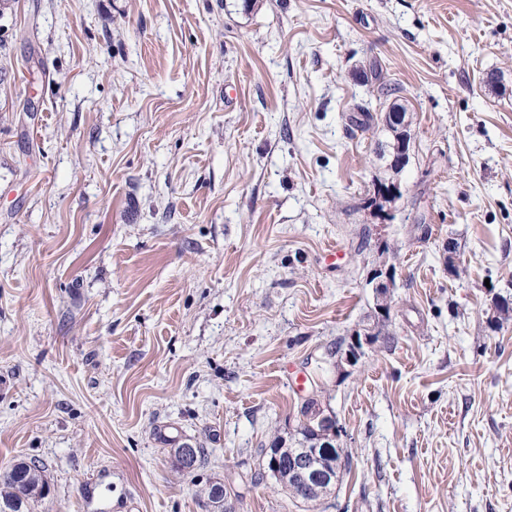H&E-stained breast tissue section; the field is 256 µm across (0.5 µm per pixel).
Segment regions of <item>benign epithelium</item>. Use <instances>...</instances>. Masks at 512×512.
<instances>
[{
  "label": "benign epithelium",
  "instance_id": "obj_1",
  "mask_svg": "<svg viewBox=\"0 0 512 512\" xmlns=\"http://www.w3.org/2000/svg\"><path fill=\"white\" fill-rule=\"evenodd\" d=\"M384 119L399 130V140L390 145L391 165L401 167L405 162L407 126L403 120V114L397 110L385 113ZM305 419L315 426L320 441L312 448H283L273 445L266 449V469L276 474L282 465H288V473L295 482L302 487L301 499L316 501L321 497V490L328 485H334L339 481L343 468L342 462L336 463L332 471L321 466V457L333 453V449L339 447L338 441L342 435V428L336 418L324 411L318 405L308 407Z\"/></svg>",
  "mask_w": 512,
  "mask_h": 512
}]
</instances>
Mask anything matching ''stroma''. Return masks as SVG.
<instances>
[{"instance_id": "35a3bbf8", "label": "stroma", "mask_w": 512, "mask_h": 512, "mask_svg": "<svg viewBox=\"0 0 512 512\" xmlns=\"http://www.w3.org/2000/svg\"><path fill=\"white\" fill-rule=\"evenodd\" d=\"M395 104L396 173L356 125ZM502 300L512 0H0V471L43 464L33 512H213L215 482L235 512H512ZM310 397L351 458L314 502L252 480ZM384 119L390 123L393 127L398 128L399 140H395L393 144L390 145L391 151V166L402 167L405 162V154H406V138H407V126L406 122L403 120L402 112L397 110H389L385 113Z\"/></svg>"}]
</instances>
